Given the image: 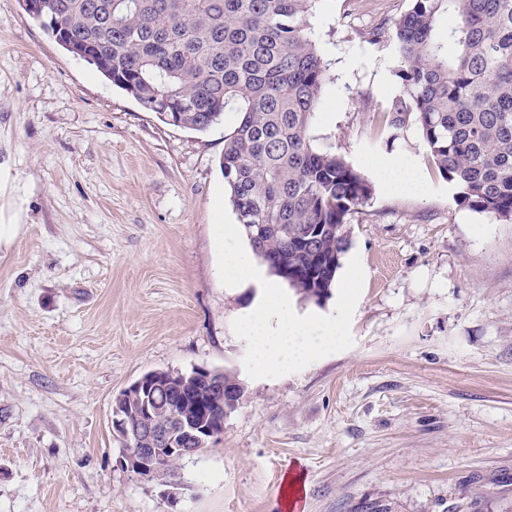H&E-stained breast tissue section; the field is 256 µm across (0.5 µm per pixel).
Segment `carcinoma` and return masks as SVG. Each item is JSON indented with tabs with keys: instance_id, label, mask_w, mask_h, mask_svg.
<instances>
[{
	"instance_id": "1",
	"label": "carcinoma",
	"mask_w": 512,
	"mask_h": 512,
	"mask_svg": "<svg viewBox=\"0 0 512 512\" xmlns=\"http://www.w3.org/2000/svg\"><path fill=\"white\" fill-rule=\"evenodd\" d=\"M40 23L83 44L93 65L145 110L203 132L237 113L220 168L255 254L305 299L325 298L345 251L347 216L372 195L343 156L315 145L329 80L310 19L320 0H41ZM445 17L454 19L441 27ZM403 92L393 133L421 132L461 205L512 222V0H410L392 26ZM220 387L200 380L167 403L184 422L224 417ZM143 397L128 395L132 428Z\"/></svg>"
}]
</instances>
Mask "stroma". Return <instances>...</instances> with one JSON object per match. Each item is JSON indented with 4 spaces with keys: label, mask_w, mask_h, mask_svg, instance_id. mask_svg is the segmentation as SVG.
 Listing matches in <instances>:
<instances>
[{
    "label": "stroma",
    "mask_w": 512,
    "mask_h": 512,
    "mask_svg": "<svg viewBox=\"0 0 512 512\" xmlns=\"http://www.w3.org/2000/svg\"><path fill=\"white\" fill-rule=\"evenodd\" d=\"M410 0H321L330 79L313 134L367 178L341 257L364 287L354 345L251 379L232 331L255 290L220 282L219 159L237 115L161 122L0 0V512H512V223L458 205L422 136L385 128L389 37ZM406 162L425 194L377 168ZM227 372L223 435L164 480L118 465L114 397L156 369Z\"/></svg>",
    "instance_id": "35a3bbf8"
}]
</instances>
